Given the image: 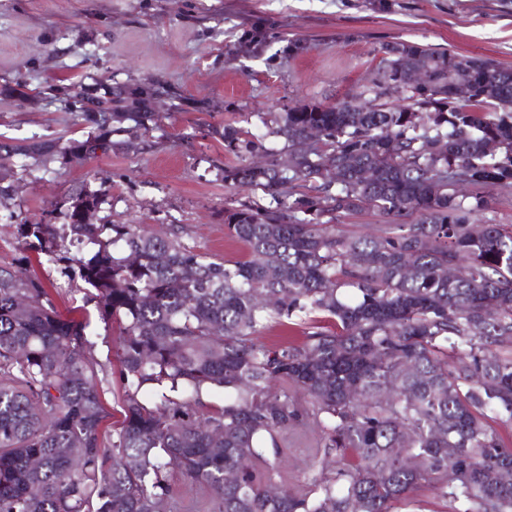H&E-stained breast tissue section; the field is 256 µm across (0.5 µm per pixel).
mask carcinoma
<instances>
[{
    "label": "carcinoma",
    "mask_w": 512,
    "mask_h": 512,
    "mask_svg": "<svg viewBox=\"0 0 512 512\" xmlns=\"http://www.w3.org/2000/svg\"><path fill=\"white\" fill-rule=\"evenodd\" d=\"M375 54L359 102L258 114L283 141L261 165L251 131L210 126L240 159L224 186L268 199L224 213L244 262L95 222L93 191L64 224L17 225L21 256L0 267V512H171L173 470L214 491L211 512H392L423 482L456 512H512V482L492 476L512 471V446L489 423H512V225L469 223L490 210L487 188L512 189V69L409 42ZM416 64L425 86L384 101ZM459 77L474 82L464 100L448 90ZM56 93L87 135L0 139L1 181L16 157L46 167L112 152L119 125L149 130L167 90L102 77ZM313 130L320 144L298 152ZM364 209L386 219L375 233L337 224ZM75 243L90 248L81 279L120 325L123 414L107 445L85 325L62 319L27 268L29 251L69 261ZM274 317L299 319L302 343L258 342ZM147 387L159 399L142 400ZM215 388L221 405L203 401ZM301 424L321 430L334 478L290 492L261 467Z\"/></svg>",
    "instance_id": "cac0c4a2"
}]
</instances>
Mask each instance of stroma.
Segmentation results:
<instances>
[{
    "label": "stroma",
    "instance_id": "35a3bbf8",
    "mask_svg": "<svg viewBox=\"0 0 512 512\" xmlns=\"http://www.w3.org/2000/svg\"><path fill=\"white\" fill-rule=\"evenodd\" d=\"M254 24L276 34L257 52L238 44ZM289 37L306 39L309 50L289 55ZM397 41L512 68V0H0V135L82 138L84 122L50 89L102 75L132 86L153 79L182 98L180 108H159L135 148L45 169L15 159L18 191L10 207L0 206V266L17 262L19 221L63 223L82 190L103 198L101 213L112 223L142 225L217 259L247 260L245 244L224 227V213L255 195L219 178V169L238 159L209 134L207 122L248 126L266 148L281 147L265 135L259 113L354 94L374 48ZM30 270L62 318L85 324L108 419L120 420L117 325L102 318L77 267L35 259ZM280 443L275 466L286 488L329 478L320 465L319 430L300 427Z\"/></svg>",
    "mask_w": 512,
    "mask_h": 512
}]
</instances>
